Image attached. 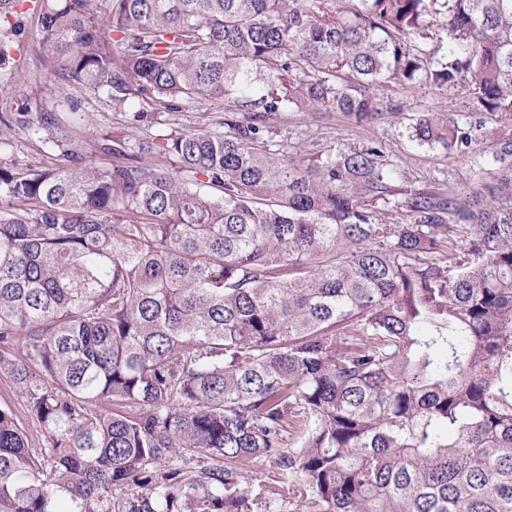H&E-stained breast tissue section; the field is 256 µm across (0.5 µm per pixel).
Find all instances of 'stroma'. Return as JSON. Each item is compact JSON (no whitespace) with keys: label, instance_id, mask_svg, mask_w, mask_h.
I'll return each mask as SVG.
<instances>
[{"label":"stroma","instance_id":"1","mask_svg":"<svg viewBox=\"0 0 512 512\" xmlns=\"http://www.w3.org/2000/svg\"><path fill=\"white\" fill-rule=\"evenodd\" d=\"M21 26L23 33L16 37L12 55L24 78L0 90V165L22 171L65 165L73 159L108 168L114 158L101 148L106 138L122 137L134 142L175 128L222 130L224 102L220 99L180 100L170 111L144 107L135 101L118 108L105 94L88 86L59 85L52 64L38 55L40 32L35 15L25 14ZM391 96L402 107L398 115L386 114L359 123L340 112H284L270 120L268 137L274 148L305 160L316 159L331 149L362 148L378 142L396 186L441 193L450 188L470 190L480 180L481 172L473 157L411 141L408 126L412 118L424 112L453 114L460 126L475 127V136L484 150L491 149L502 137H512V119L475 111L468 85L448 89L398 86ZM52 105L57 106L62 123L75 139L72 157H65L63 149L46 143L45 132L28 120L30 112Z\"/></svg>","mask_w":512,"mask_h":512}]
</instances>
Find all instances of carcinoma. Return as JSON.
I'll list each match as a JSON object with an SVG mask.
<instances>
[{"label": "carcinoma", "mask_w": 512, "mask_h": 512, "mask_svg": "<svg viewBox=\"0 0 512 512\" xmlns=\"http://www.w3.org/2000/svg\"><path fill=\"white\" fill-rule=\"evenodd\" d=\"M109 2L102 26L94 0H0V24L38 13L57 80L115 106L222 99L224 131L0 166V377L41 437L0 408V512H254L257 460L300 512H512V139L416 118L483 161L444 195L396 187L376 145L306 165L265 136L399 112L390 83L467 81L511 118L512 0ZM395 194L408 224L373 209Z\"/></svg>", "instance_id": "obj_1"}]
</instances>
